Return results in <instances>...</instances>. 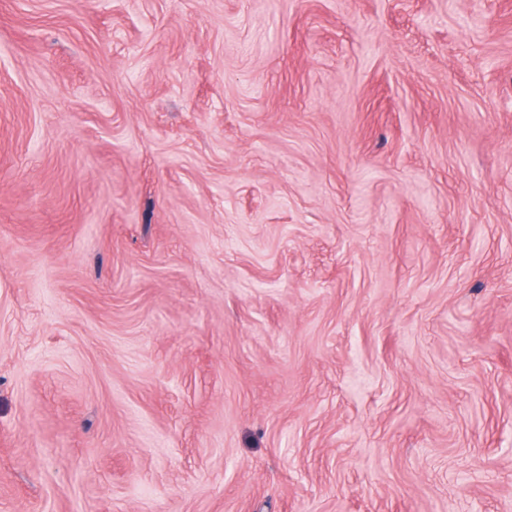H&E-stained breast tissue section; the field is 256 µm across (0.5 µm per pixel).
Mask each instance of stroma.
<instances>
[{"mask_svg": "<svg viewBox=\"0 0 512 512\" xmlns=\"http://www.w3.org/2000/svg\"><path fill=\"white\" fill-rule=\"evenodd\" d=\"M0 512H512V0H0Z\"/></svg>", "mask_w": 512, "mask_h": 512, "instance_id": "1", "label": "stroma"}]
</instances>
